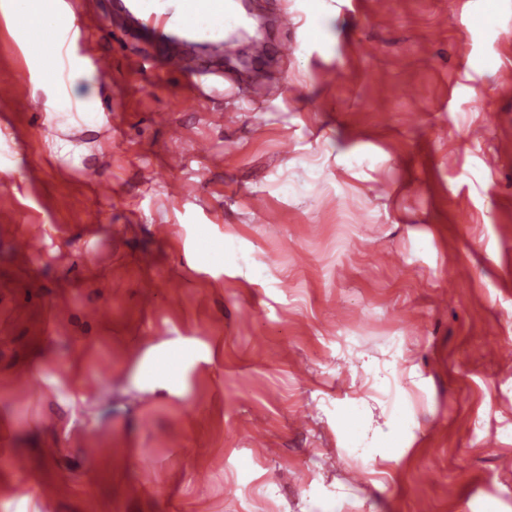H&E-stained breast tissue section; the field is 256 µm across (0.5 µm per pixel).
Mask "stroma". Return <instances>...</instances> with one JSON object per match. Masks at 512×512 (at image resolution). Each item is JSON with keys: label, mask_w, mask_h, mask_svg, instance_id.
Returning a JSON list of instances; mask_svg holds the SVG:
<instances>
[{"label": "stroma", "mask_w": 512, "mask_h": 512, "mask_svg": "<svg viewBox=\"0 0 512 512\" xmlns=\"http://www.w3.org/2000/svg\"><path fill=\"white\" fill-rule=\"evenodd\" d=\"M113 2L60 6L58 117L0 98V512H512V0H257L204 98Z\"/></svg>", "instance_id": "obj_1"}]
</instances>
